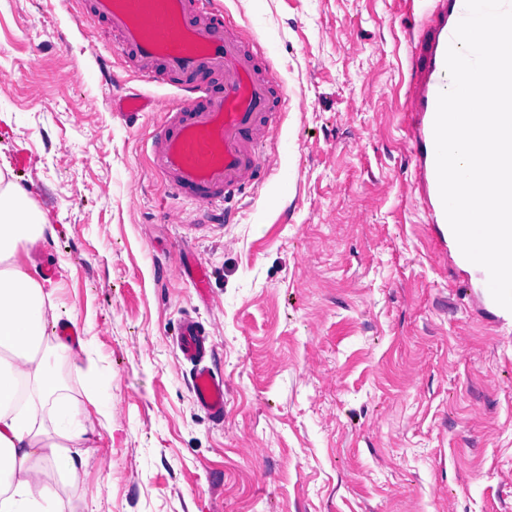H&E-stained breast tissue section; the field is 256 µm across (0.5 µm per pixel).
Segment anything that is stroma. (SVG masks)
<instances>
[{
    "label": "stroma",
    "mask_w": 512,
    "mask_h": 512,
    "mask_svg": "<svg viewBox=\"0 0 512 512\" xmlns=\"http://www.w3.org/2000/svg\"><path fill=\"white\" fill-rule=\"evenodd\" d=\"M287 95L271 178L200 223L151 171L180 77L140 81L71 0H0V168L55 228L58 308L112 375L67 494L86 512H512V313L427 223L405 113L408 0H216ZM137 89L156 111L112 114ZM212 273L200 297L186 275ZM209 334L224 421L175 342Z\"/></svg>",
    "instance_id": "35a3bbf8"
}]
</instances>
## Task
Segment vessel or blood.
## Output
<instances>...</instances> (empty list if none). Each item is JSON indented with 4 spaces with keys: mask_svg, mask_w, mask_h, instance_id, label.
Returning a JSON list of instances; mask_svg holds the SVG:
<instances>
[{
    "mask_svg": "<svg viewBox=\"0 0 512 512\" xmlns=\"http://www.w3.org/2000/svg\"><path fill=\"white\" fill-rule=\"evenodd\" d=\"M465 14L457 0H425L427 57L412 69L407 90L409 126L417 144L415 181L433 224L447 221L436 171L437 99L448 87L446 52ZM94 15L108 20L119 47L137 60L144 81L154 83L168 73L186 78L152 135V169L175 199L211 213L269 175L263 155L278 126L285 92L254 38L232 18L220 23L197 12L192 0H94L92 14L77 12L75 20L82 25ZM154 104V98L135 90L115 100L112 111L133 123ZM205 343L199 324L183 320L177 345L193 365V399L220 423L224 380L205 364Z\"/></svg>",
    "mask_w": 512,
    "mask_h": 512,
    "instance_id": "b4317fda",
    "label": "vessel or blood"
}]
</instances>
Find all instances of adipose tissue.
Masks as SVG:
<instances>
[{"instance_id": "ef3b65f1", "label": "adipose tissue", "mask_w": 512, "mask_h": 512, "mask_svg": "<svg viewBox=\"0 0 512 512\" xmlns=\"http://www.w3.org/2000/svg\"><path fill=\"white\" fill-rule=\"evenodd\" d=\"M54 227L27 188L0 170V512H80L65 485L79 480L96 426L112 424V379L94 370L87 393L98 425L81 419L58 375L60 357L91 362L89 339L57 331L55 283L22 250L47 244Z\"/></svg>"}]
</instances>
